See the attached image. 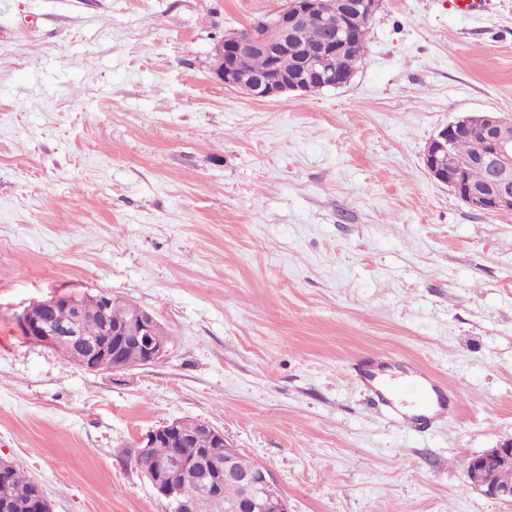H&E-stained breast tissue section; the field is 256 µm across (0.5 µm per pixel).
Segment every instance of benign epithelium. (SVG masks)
Instances as JSON below:
<instances>
[{"label":"benign epithelium","instance_id":"benign-epithelium-1","mask_svg":"<svg viewBox=\"0 0 512 512\" xmlns=\"http://www.w3.org/2000/svg\"><path fill=\"white\" fill-rule=\"evenodd\" d=\"M382 0H361V4H347L345 0H288L273 10L266 20L249 28L248 33L226 36L215 43L213 79L226 88L248 96L271 99L290 92L306 93L316 83L334 86L341 75L340 62L350 27L372 18L380 9ZM318 12L336 28V35L320 47H310L297 41L299 31L309 13ZM288 50L302 56V65L295 77L290 78L273 72L276 58ZM251 53H262L269 58L270 72L251 73L241 61ZM466 131L483 137L485 151L470 163H480L490 171L489 180L481 185L471 184L466 177L467 166L462 165L450 172L443 165L457 133ZM423 162L429 176L444 185L470 209L485 214L512 213V121L495 112L469 113L448 123L428 142ZM61 297L54 296L38 302L42 317L32 316L26 308L17 317L22 335L43 345L53 347L67 341L87 352L79 362L81 368L91 371H121L127 369L119 351L126 340L142 344L146 354L145 365H154L167 355L170 340L162 335V326L155 316L138 305H133V319L123 327L104 324L103 335L107 339L89 341L82 335L84 310L76 309V315L67 323L51 318V310ZM201 431L209 437L214 447L224 449V480L241 485L244 494L236 505V512H288L284 497H266L263 488L271 487L275 480L263 466L253 472L241 474L231 465L235 448L224 439V432L207 421H197ZM182 437L181 421L175 419L144 435L139 443L144 454L159 439L179 444ZM186 466L177 455L152 460L150 482L154 490L164 497L170 512H201L207 498L218 491L213 476L204 473L196 494L189 495L173 479V475ZM512 466V441L496 448H489L466 463L470 486L481 494L512 502V486L500 485L492 480V474Z\"/></svg>","mask_w":512,"mask_h":512}]
</instances>
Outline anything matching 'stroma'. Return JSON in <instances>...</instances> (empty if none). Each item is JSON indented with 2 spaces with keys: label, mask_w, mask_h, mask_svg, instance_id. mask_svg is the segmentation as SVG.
<instances>
[{
  "label": "stroma",
  "mask_w": 512,
  "mask_h": 512,
  "mask_svg": "<svg viewBox=\"0 0 512 512\" xmlns=\"http://www.w3.org/2000/svg\"><path fill=\"white\" fill-rule=\"evenodd\" d=\"M282 0H0V459L52 512H168L135 463L205 420L288 512H512L465 462L512 439V214L471 211L423 153L512 119V0H383L349 86L254 99L210 72ZM101 291L163 360L89 372L17 317ZM395 353L454 391L402 425L357 376Z\"/></svg>",
  "instance_id": "1"
}]
</instances>
